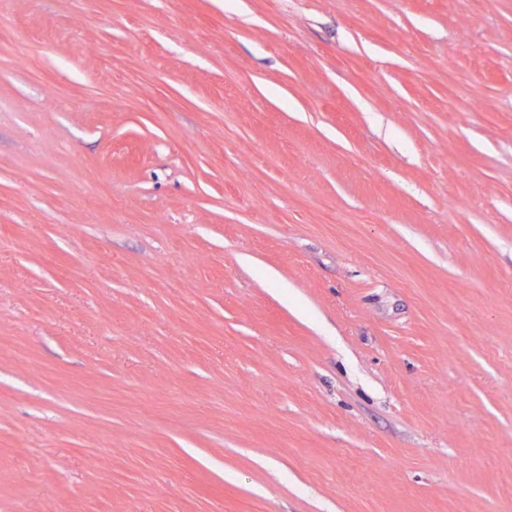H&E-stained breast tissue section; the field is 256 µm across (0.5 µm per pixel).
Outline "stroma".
<instances>
[{"mask_svg":"<svg viewBox=\"0 0 512 512\" xmlns=\"http://www.w3.org/2000/svg\"><path fill=\"white\" fill-rule=\"evenodd\" d=\"M6 22L0 512H512V0Z\"/></svg>","mask_w":512,"mask_h":512,"instance_id":"stroma-1","label":"stroma"}]
</instances>
